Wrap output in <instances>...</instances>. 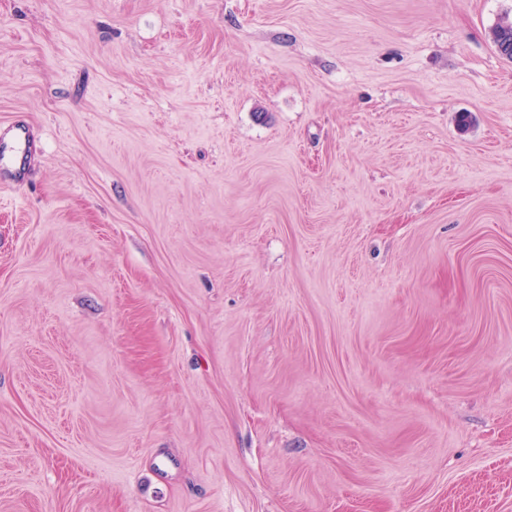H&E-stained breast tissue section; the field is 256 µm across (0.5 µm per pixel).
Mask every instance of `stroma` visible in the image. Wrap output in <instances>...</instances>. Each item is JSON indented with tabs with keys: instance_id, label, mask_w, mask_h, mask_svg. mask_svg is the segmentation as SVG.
<instances>
[{
	"instance_id": "35a3bbf8",
	"label": "stroma",
	"mask_w": 512,
	"mask_h": 512,
	"mask_svg": "<svg viewBox=\"0 0 512 512\" xmlns=\"http://www.w3.org/2000/svg\"><path fill=\"white\" fill-rule=\"evenodd\" d=\"M507 15L0 0V512H512ZM10 137L12 138L10 144L0 142V154L2 156L6 152L13 154L12 162L6 165L5 168L0 167V180L17 185L24 182L27 176L29 134L26 126L23 124L15 125Z\"/></svg>"
}]
</instances>
